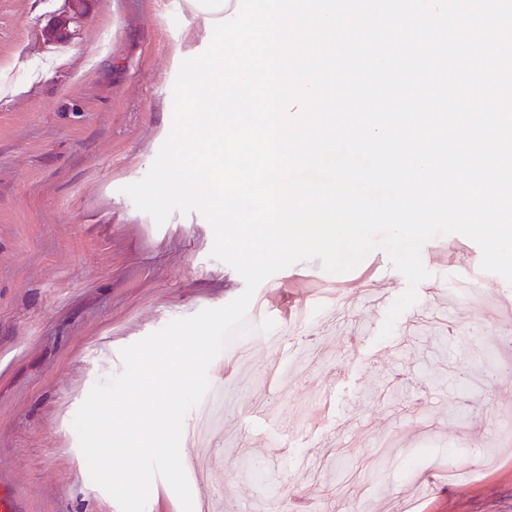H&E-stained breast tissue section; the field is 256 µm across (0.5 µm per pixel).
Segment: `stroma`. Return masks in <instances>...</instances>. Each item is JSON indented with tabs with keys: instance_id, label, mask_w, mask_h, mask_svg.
Returning a JSON list of instances; mask_svg holds the SVG:
<instances>
[{
	"instance_id": "stroma-1",
	"label": "stroma",
	"mask_w": 512,
	"mask_h": 512,
	"mask_svg": "<svg viewBox=\"0 0 512 512\" xmlns=\"http://www.w3.org/2000/svg\"><path fill=\"white\" fill-rule=\"evenodd\" d=\"M64 0H0V482L21 512H120L85 482L73 417L93 384L121 373L120 349L177 318L238 297L242 277L210 256L197 212L156 224L122 193L151 168L173 121L182 62L210 44L223 8L198 0H92L67 43L46 32ZM481 249L427 241L429 276L406 317L436 290L475 277L480 293L443 323L380 338L385 311L357 299L373 282L407 288L380 248L350 272L312 259L257 288L271 309L220 355L223 471L196 479L187 414L181 460L194 502L216 512H280L307 498L322 512H512V377L491 373L512 324L486 316L512 283L480 268ZM282 336L297 350L288 386L258 370ZM310 468H301L304 458Z\"/></svg>"
}]
</instances>
